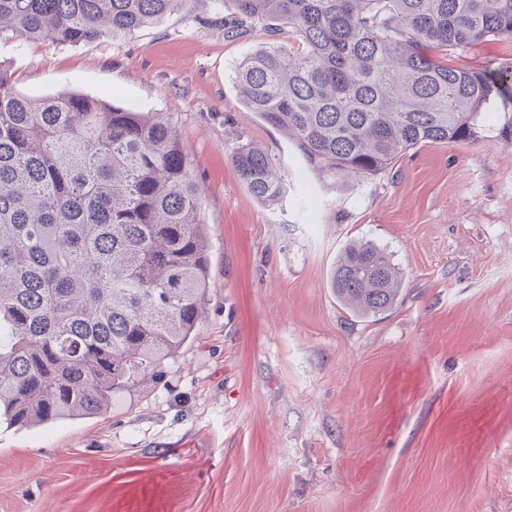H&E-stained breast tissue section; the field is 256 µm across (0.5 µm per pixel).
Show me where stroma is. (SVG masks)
<instances>
[{"label": "stroma", "mask_w": 512, "mask_h": 512, "mask_svg": "<svg viewBox=\"0 0 512 512\" xmlns=\"http://www.w3.org/2000/svg\"><path fill=\"white\" fill-rule=\"evenodd\" d=\"M266 40L225 39L212 0L79 46L0 35L22 94L163 113L209 238L206 316L159 385L102 416L0 428V512H512V112L335 182L239 100L234 70ZM508 60L512 37L448 58ZM240 141L287 176L278 206L234 168ZM353 240L402 272L382 314L330 286Z\"/></svg>", "instance_id": "1"}]
</instances>
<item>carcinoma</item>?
<instances>
[{"instance_id": "cac0c4a2", "label": "carcinoma", "mask_w": 512, "mask_h": 512, "mask_svg": "<svg viewBox=\"0 0 512 512\" xmlns=\"http://www.w3.org/2000/svg\"><path fill=\"white\" fill-rule=\"evenodd\" d=\"M191 0H0V34L78 46L153 25ZM224 37L268 42L236 67L246 111L341 182L406 151L469 142L512 109V64L494 75L448 55L512 35V0H213ZM294 39L278 45L283 29ZM231 161L275 206L287 177L260 145ZM177 131L76 93L32 98L0 68V425L97 417L145 392L195 338L208 302L209 241ZM385 249L347 244L330 274L354 314L396 302Z\"/></svg>"}]
</instances>
